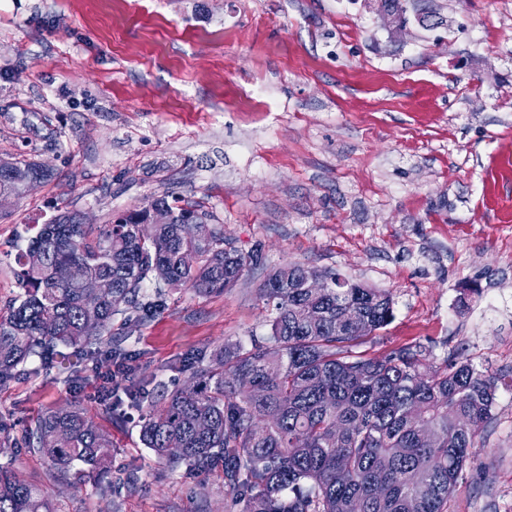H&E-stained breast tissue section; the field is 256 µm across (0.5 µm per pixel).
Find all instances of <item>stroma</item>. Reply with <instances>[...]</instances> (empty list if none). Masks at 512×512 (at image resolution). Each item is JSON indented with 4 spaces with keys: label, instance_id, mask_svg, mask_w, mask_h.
<instances>
[{
    "label": "stroma",
    "instance_id": "35a3bbf8",
    "mask_svg": "<svg viewBox=\"0 0 512 512\" xmlns=\"http://www.w3.org/2000/svg\"><path fill=\"white\" fill-rule=\"evenodd\" d=\"M418 4L440 24L411 9L394 28L375 0H0V158L52 172L0 210V310L24 225L67 210L105 224L172 194L265 264L114 316L128 369L172 389L179 361L267 336L272 269L355 278L394 300L362 354L418 344L427 365L497 378L447 512H512V0ZM104 385L89 360L75 382L53 369L1 387L0 463L58 512H231L223 467L157 461ZM65 404L111 435V492L24 447Z\"/></svg>",
    "mask_w": 512,
    "mask_h": 512
}]
</instances>
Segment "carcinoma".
<instances>
[{
  "instance_id": "carcinoma-1",
  "label": "carcinoma",
  "mask_w": 512,
  "mask_h": 512,
  "mask_svg": "<svg viewBox=\"0 0 512 512\" xmlns=\"http://www.w3.org/2000/svg\"><path fill=\"white\" fill-rule=\"evenodd\" d=\"M0 185L23 176L41 181L50 171L12 161ZM200 224L188 237L180 224L141 227L145 208L125 210L127 223L43 224L18 249L20 293L0 313V386L46 368L75 371L85 358H125L112 339V317L155 312L164 286L179 282L200 295L224 292L262 264L258 251L224 247V225L209 224L191 206H175ZM38 249L42 265L28 261ZM193 252L196 265L182 255ZM71 269L63 282L55 269ZM289 286L266 279L260 297L274 317L266 339L247 347L227 343L189 364L190 389L154 399L145 377L123 388L129 404L146 407L141 440L173 467H224V493L239 512H445L448 496L475 456L479 429L491 416L497 379L472 364L423 367L417 345L382 358L356 351L393 318L390 294L323 274L330 287H301L310 270L289 265ZM88 278L108 279L112 291L92 307L82 298ZM153 280L154 296L143 291ZM104 317L97 330L90 317ZM241 375L251 388L236 387ZM417 418L439 433L438 446L420 438ZM28 446L53 467L75 471L111 489L112 440L75 406L40 416ZM170 448H179L175 456ZM0 512H57L41 489L0 465Z\"/></svg>"
}]
</instances>
